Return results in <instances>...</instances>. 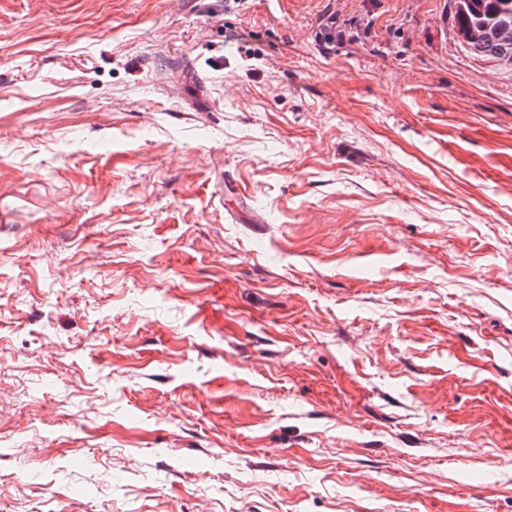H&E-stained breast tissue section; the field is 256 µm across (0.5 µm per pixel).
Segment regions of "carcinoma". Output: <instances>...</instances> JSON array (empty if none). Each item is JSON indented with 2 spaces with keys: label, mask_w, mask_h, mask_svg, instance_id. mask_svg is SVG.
<instances>
[{
  "label": "carcinoma",
  "mask_w": 512,
  "mask_h": 512,
  "mask_svg": "<svg viewBox=\"0 0 512 512\" xmlns=\"http://www.w3.org/2000/svg\"><path fill=\"white\" fill-rule=\"evenodd\" d=\"M462 42L477 57L512 66V0H456Z\"/></svg>",
  "instance_id": "obj_1"
}]
</instances>
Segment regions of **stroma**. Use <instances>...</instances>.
Wrapping results in <instances>:
<instances>
[{
  "instance_id": "stroma-1",
  "label": "stroma",
  "mask_w": 512,
  "mask_h": 512,
  "mask_svg": "<svg viewBox=\"0 0 512 512\" xmlns=\"http://www.w3.org/2000/svg\"><path fill=\"white\" fill-rule=\"evenodd\" d=\"M455 2L0 0V512H512V70Z\"/></svg>"
}]
</instances>
